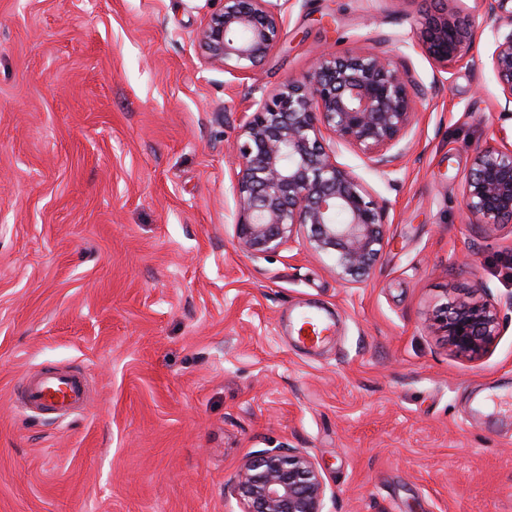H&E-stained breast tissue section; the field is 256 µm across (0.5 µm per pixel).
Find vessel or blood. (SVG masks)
<instances>
[{
  "mask_svg": "<svg viewBox=\"0 0 512 512\" xmlns=\"http://www.w3.org/2000/svg\"><path fill=\"white\" fill-rule=\"evenodd\" d=\"M21 402L27 408L61 418L86 407L89 380L73 369H48L26 376L18 387Z\"/></svg>",
  "mask_w": 512,
  "mask_h": 512,
  "instance_id": "b4317fda",
  "label": "vessel or blood"
}]
</instances>
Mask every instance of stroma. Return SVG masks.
Masks as SVG:
<instances>
[{"label":"stroma","mask_w":512,"mask_h":512,"mask_svg":"<svg viewBox=\"0 0 512 512\" xmlns=\"http://www.w3.org/2000/svg\"><path fill=\"white\" fill-rule=\"evenodd\" d=\"M430 0H291L242 74L204 60L222 0H0V512H241L226 484L298 448L324 512H512V223H469L473 149L512 144L481 0L442 85ZM380 50L422 97L385 170L335 148L385 208L371 276L348 283L304 239L234 240L227 147L262 96L319 52ZM490 300L499 334L454 355L434 318ZM334 324L317 347L296 313ZM73 364L94 394L61 420L22 409L29 371Z\"/></svg>","instance_id":"obj_1"}]
</instances>
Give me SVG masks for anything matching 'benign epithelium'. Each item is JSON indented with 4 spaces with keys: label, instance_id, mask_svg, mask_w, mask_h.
<instances>
[{
    "label": "benign epithelium",
    "instance_id": "7a95c632",
    "mask_svg": "<svg viewBox=\"0 0 512 512\" xmlns=\"http://www.w3.org/2000/svg\"><path fill=\"white\" fill-rule=\"evenodd\" d=\"M290 0H224L198 34L211 64L242 73L265 61L280 42ZM494 50L491 72L512 109V0H488ZM421 41L448 71L472 43L473 20L437 10L420 21ZM419 94L382 52L322 53L311 72L262 96L234 145L238 244L253 256L295 241L333 261L346 282L371 274L385 243V211L354 172L341 167L321 130L384 167L411 125ZM463 202L472 224L512 222V146L474 152ZM343 220L337 221V215ZM448 348L480 358L498 334L495 307L461 301L436 315ZM241 512H324L327 485L311 457L295 448H268L249 457L227 483Z\"/></svg>",
    "mask_w": 512,
    "mask_h": 512
}]
</instances>
